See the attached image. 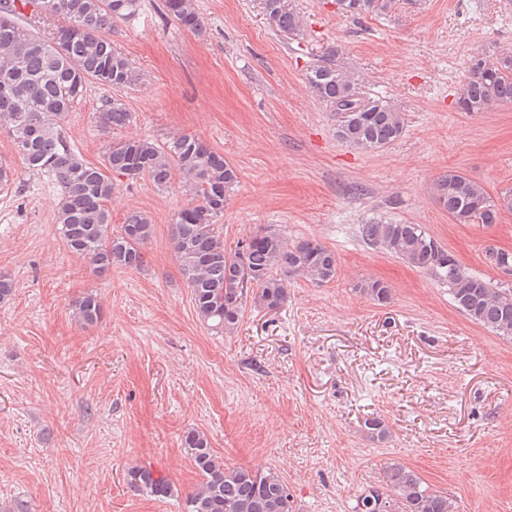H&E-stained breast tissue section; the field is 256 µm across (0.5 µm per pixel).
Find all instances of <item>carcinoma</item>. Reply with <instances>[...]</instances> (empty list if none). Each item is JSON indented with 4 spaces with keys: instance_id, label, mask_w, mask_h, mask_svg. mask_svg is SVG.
Returning <instances> with one entry per match:
<instances>
[{
    "instance_id": "1",
    "label": "carcinoma",
    "mask_w": 512,
    "mask_h": 512,
    "mask_svg": "<svg viewBox=\"0 0 512 512\" xmlns=\"http://www.w3.org/2000/svg\"><path fill=\"white\" fill-rule=\"evenodd\" d=\"M412 8L418 0H336L337 12L354 18L381 16L397 2ZM39 19L55 28L43 38L17 21L16 0H0V128L9 131L25 168L48 175L61 190L56 214L58 233L69 251L88 259L96 271L140 269L142 246L154 234L151 219L130 213L112 232L108 202L114 177L130 183L149 179L162 188L178 186L193 194V203L174 214L168 242L182 279L191 290L198 319L224 334L234 333L251 305L276 312L288 301V280L303 277L322 285L336 279V253L315 239L288 243L270 226L256 228L227 249L218 228L228 194L237 183L234 167L203 139L177 134L159 144L150 139L111 140L99 164L86 162L65 136L63 122L91 84L120 88L136 74L129 59L112 44V22L136 13L138 0H28ZM269 27L287 36L301 30L292 0H263ZM167 16L197 35L205 23L195 0H164ZM336 50L313 66L306 80L312 94L336 116V134L349 146L379 151L405 130L402 112L381 99L366 97L358 80L334 63ZM512 104V54L491 60L478 53L469 59L468 77L456 100L462 112H484ZM98 121L103 131L133 122L119 99L105 102ZM436 203L457 224H495L501 211H512V188L490 196L478 183L450 170L433 186ZM370 244L426 272L448 288L456 307L471 321L512 340V286L495 284L465 271L453 254L419 224H363ZM379 305L389 303L391 288L381 280L359 285ZM75 318L92 326L102 316L97 297L87 294L72 304ZM371 437L383 439L388 428L371 414L363 421ZM182 444L202 480L186 495L184 512H294L288 483L272 468L228 467L213 453L205 435L191 430ZM383 483L361 494L355 512H458L448 495L431 489L406 465L387 463ZM128 488L157 499L175 488L144 465L125 472Z\"/></svg>"
}]
</instances>
